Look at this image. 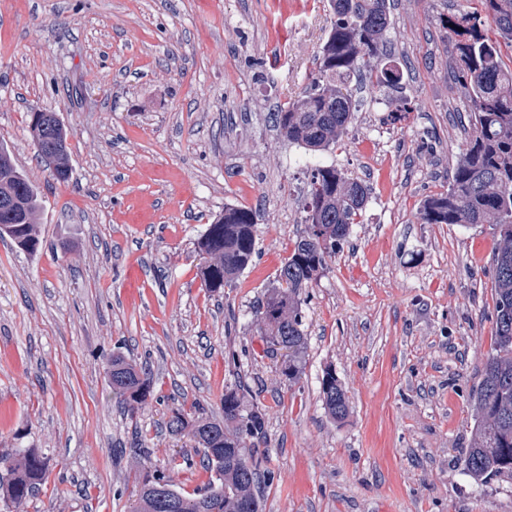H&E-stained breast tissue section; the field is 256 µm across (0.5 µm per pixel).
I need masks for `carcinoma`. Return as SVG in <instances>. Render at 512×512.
Listing matches in <instances>:
<instances>
[{
    "mask_svg": "<svg viewBox=\"0 0 512 512\" xmlns=\"http://www.w3.org/2000/svg\"><path fill=\"white\" fill-rule=\"evenodd\" d=\"M331 30L320 46L315 70L303 95L275 115L280 135L310 152L336 145L346 134L358 101L350 86L365 75L379 86L395 88L401 75L396 61L384 53L390 30L387 0H330ZM499 39L485 33L478 14L460 10L439 19L452 46L455 82L468 106L467 139L457 158L448 191L427 199L420 210L424 224H489L495 238L492 277L495 283L491 351L473 399L478 412L474 439L463 455L464 469L476 481L512 479V66L506 65L499 40L512 47V0H481ZM28 131L55 156L52 176L71 179L69 131L57 120L48 123L30 113ZM368 201V188L334 166L309 174L304 207L305 232L294 243L277 273V286L267 293L256 312L258 332L266 352L275 346L287 351L280 365L288 382L300 378L306 349L302 330L303 295L327 267V259L346 240ZM43 208L38 189L15 163L0 166V238L34 253L42 245L37 220ZM257 228L253 213L226 208L215 216L198 239L205 255L201 275L205 287L221 292L232 286L256 255ZM113 396L127 415L135 417L152 389L146 367L114 355L107 371ZM325 409L335 421L349 413L348 399L336 375L325 371L322 384ZM167 425L185 433L203 452L210 479L192 494L170 487L159 473L138 479L132 512H262L256 484L265 451L256 447L266 435L263 410L245 404L237 383L224 391V420L205 412L172 413ZM46 461L35 448L0 454V502L4 509L22 504L45 479Z\"/></svg>",
    "mask_w": 512,
    "mask_h": 512,
    "instance_id": "1",
    "label": "carcinoma"
}]
</instances>
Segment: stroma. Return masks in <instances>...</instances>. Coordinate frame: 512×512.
I'll return each mask as SVG.
<instances>
[{
    "instance_id": "35a3bbf8",
    "label": "stroma",
    "mask_w": 512,
    "mask_h": 512,
    "mask_svg": "<svg viewBox=\"0 0 512 512\" xmlns=\"http://www.w3.org/2000/svg\"><path fill=\"white\" fill-rule=\"evenodd\" d=\"M388 3L399 88L358 84L346 134L312 153L273 115L309 82L329 0H288L281 35L269 0H0V144L44 197L38 252L0 239V453L48 459L19 512H130L147 472L203 487L193 440L167 422L223 417L236 379L266 412L263 512H512V479L460 464L494 334V237L419 219L467 137L438 25L459 0ZM34 108L70 132L69 182L37 158ZM329 165L370 194L306 291L291 384L255 311L305 228L308 172ZM227 207L253 211L256 254L213 293L196 241ZM116 354L157 378L133 418L106 377ZM328 369L341 422L322 402ZM325 409L334 421H343L349 413L348 399L342 385L331 370H326L321 384Z\"/></svg>"
}]
</instances>
